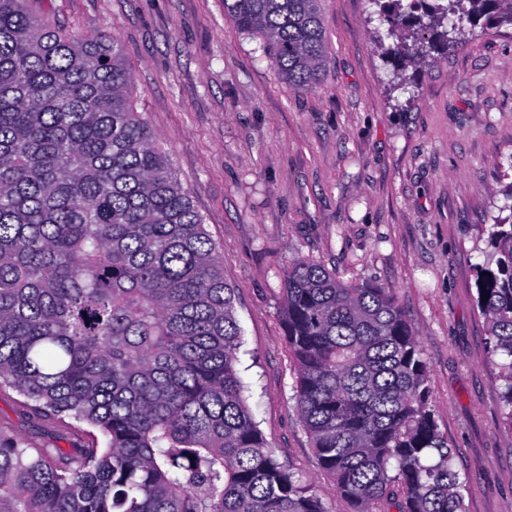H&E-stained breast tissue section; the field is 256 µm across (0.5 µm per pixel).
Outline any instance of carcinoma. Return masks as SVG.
<instances>
[{
  "mask_svg": "<svg viewBox=\"0 0 512 512\" xmlns=\"http://www.w3.org/2000/svg\"><path fill=\"white\" fill-rule=\"evenodd\" d=\"M397 52L449 49L459 21L512 27V0H373ZM270 64L321 75V0H224ZM122 42L0 0V387L106 439L72 451L0 431V512H325L276 458L236 370L241 328L219 247L135 109ZM476 267L512 435V214ZM297 416L353 512H463L428 366L392 289L311 259L283 288ZM395 476H390L391 470Z\"/></svg>",
  "mask_w": 512,
  "mask_h": 512,
  "instance_id": "cac0c4a2",
  "label": "carcinoma"
}]
</instances>
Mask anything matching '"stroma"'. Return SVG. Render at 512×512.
<instances>
[{
    "label": "stroma",
    "mask_w": 512,
    "mask_h": 512,
    "mask_svg": "<svg viewBox=\"0 0 512 512\" xmlns=\"http://www.w3.org/2000/svg\"><path fill=\"white\" fill-rule=\"evenodd\" d=\"M125 46L133 99L219 245L243 330L237 366L267 444L326 512H351L295 411L281 328L290 264L392 289L429 367L431 405L466 481L465 512H512V434L477 307L475 268L512 213V27H466L402 63L371 0H323L328 51L298 90L224 0H31ZM82 423L39 421L0 390V431L77 447Z\"/></svg>",
    "instance_id": "35a3bbf8"
}]
</instances>
